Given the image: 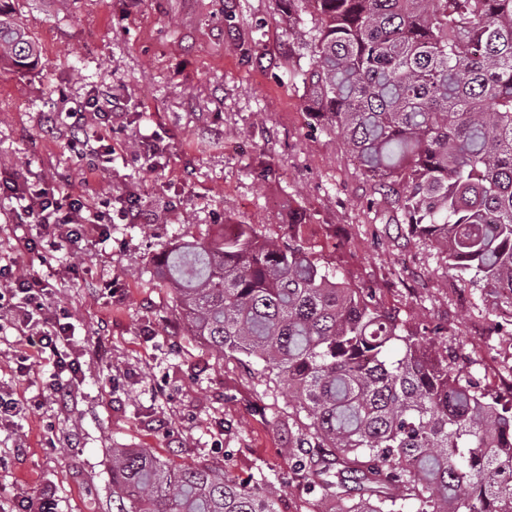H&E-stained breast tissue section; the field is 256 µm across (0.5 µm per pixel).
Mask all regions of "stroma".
Returning a JSON list of instances; mask_svg holds the SVG:
<instances>
[{
    "label": "stroma",
    "mask_w": 512,
    "mask_h": 512,
    "mask_svg": "<svg viewBox=\"0 0 512 512\" xmlns=\"http://www.w3.org/2000/svg\"><path fill=\"white\" fill-rule=\"evenodd\" d=\"M41 48L32 71L0 72V183L36 172L115 215L136 199L146 223L117 220L70 247L39 239L18 251L12 204L0 198V262L39 277L48 303L76 327L83 370L64 393L38 339L0 331V395L21 399L0 424V512H111L112 451L146 448L176 466L268 469L280 512H321L294 479L288 387L188 335L157 253L223 224L271 237L298 230L341 276L375 289L415 328L441 325L487 390H512V320L477 288L447 276L439 251L390 223L343 142L309 114L288 74L303 61L279 0H12ZM102 93L120 101L112 162L87 174L90 152L69 112ZM34 363L18 372L21 357Z\"/></svg>",
    "instance_id": "obj_1"
}]
</instances>
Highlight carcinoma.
<instances>
[{
    "instance_id": "carcinoma-1",
    "label": "carcinoma",
    "mask_w": 512,
    "mask_h": 512,
    "mask_svg": "<svg viewBox=\"0 0 512 512\" xmlns=\"http://www.w3.org/2000/svg\"><path fill=\"white\" fill-rule=\"evenodd\" d=\"M308 61L292 73L373 192L447 272L512 311V0H281ZM41 50L0 0V69ZM192 336L262 365L309 423L294 469L326 512H512V400L427 345L371 288L295 235L252 224L155 258ZM264 472L112 449V512H278Z\"/></svg>"
}]
</instances>
